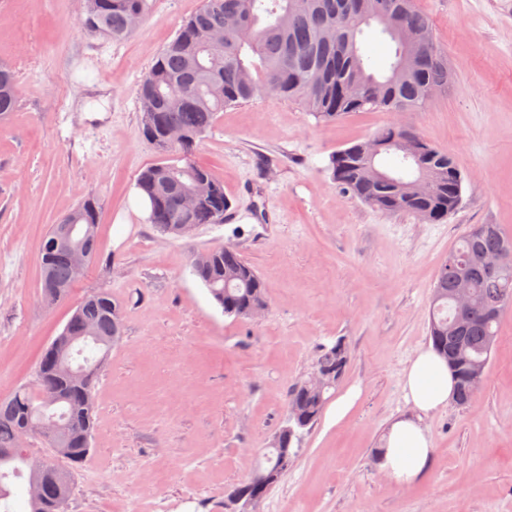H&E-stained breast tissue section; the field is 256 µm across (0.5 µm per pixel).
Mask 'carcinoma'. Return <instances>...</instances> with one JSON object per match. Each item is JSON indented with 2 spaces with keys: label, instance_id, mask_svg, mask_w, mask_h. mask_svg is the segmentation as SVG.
Masks as SVG:
<instances>
[{
  "label": "carcinoma",
  "instance_id": "cac0c4a2",
  "mask_svg": "<svg viewBox=\"0 0 512 512\" xmlns=\"http://www.w3.org/2000/svg\"><path fill=\"white\" fill-rule=\"evenodd\" d=\"M339 0H202L201 7L183 24L156 57L138 85L141 135L159 154V160L137 178V188L150 203L148 221L174 237L180 224H222L230 201L224 183L210 169L191 160L197 142L214 126L224 108L249 101L264 89L278 98L300 102L324 122L366 110L412 111L427 101L429 90L448 86V63L434 41L429 18L415 0H357L358 13L338 9ZM153 0H84L83 27L96 37L120 41L134 33L132 16L144 19ZM381 26L380 33L395 44L388 74L377 76L375 61L360 42L363 27ZM212 32L224 33V44L209 41ZM17 89L13 71L0 64V120L15 108ZM177 127L183 140L165 144L163 130ZM412 129L398 124L380 128V155L394 156L393 169L383 170L359 155L354 141L337 150L329 169L342 193L386 213H407L428 224L448 221L459 205L462 175L453 155L433 146L421 135L419 155H398L394 142ZM437 176L433 195L414 199L409 183L420 176ZM203 182L207 191L196 210L185 215L179 197ZM97 203L84 199L63 219L82 224L79 245L88 260L97 255ZM49 230L42 265L59 285L55 295L41 293L49 304L67 298L74 286L71 266L54 249ZM487 253L503 254V271L488 275L479 264ZM453 261L469 282L471 305L462 338L448 336V320L455 309V280L448 271ZM192 272L206 286L224 315L237 321L251 319L255 308L267 307L264 282L235 247L220 246L197 254ZM429 341L448 361L455 378L454 402L468 406L475 398L467 374L476 362L491 360L488 342L498 344V325L512 308V238L498 224H476L450 248L440 265L431 296ZM123 336L119 309L111 294L98 290L78 306L42 353L35 371V388L21 387L0 400V499L13 495L16 482L41 484V496L28 500L29 512H65L74 491V473L90 455L93 403L89 388L96 385L102 364ZM351 360L348 342L339 337L319 350L314 371L328 380L321 391L300 382L288 393L287 408L297 410L292 441L301 444L317 423ZM60 425L58 438L43 439L51 477L33 472L29 452L18 446L20 429L43 422ZM283 448L271 443L263 461L248 481H261L267 495L282 477Z\"/></svg>",
  "mask_w": 512,
  "mask_h": 512
}]
</instances>
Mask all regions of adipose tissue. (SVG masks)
I'll return each instance as SVG.
<instances>
[{
    "label": "adipose tissue",
    "instance_id": "1",
    "mask_svg": "<svg viewBox=\"0 0 512 512\" xmlns=\"http://www.w3.org/2000/svg\"><path fill=\"white\" fill-rule=\"evenodd\" d=\"M453 388L447 363L432 348L418 349L404 376L406 400L414 412L395 418L380 442L379 465L395 483L410 484L429 469L433 445L422 420L449 404Z\"/></svg>",
    "mask_w": 512,
    "mask_h": 512
}]
</instances>
